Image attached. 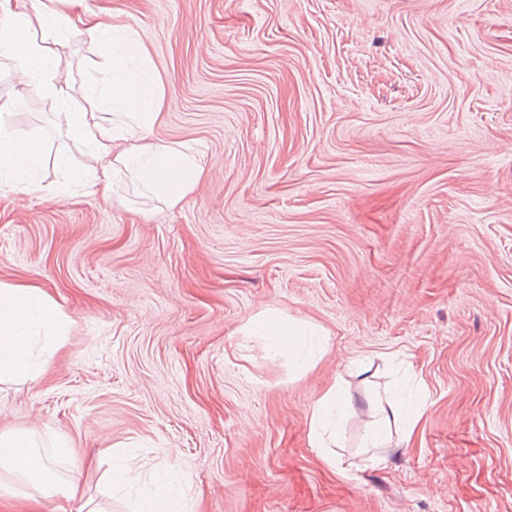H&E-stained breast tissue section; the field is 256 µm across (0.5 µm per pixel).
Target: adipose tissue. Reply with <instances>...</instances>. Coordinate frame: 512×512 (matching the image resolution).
Here are the masks:
<instances>
[{
	"label": "adipose tissue",
	"instance_id": "ef3b65f1",
	"mask_svg": "<svg viewBox=\"0 0 512 512\" xmlns=\"http://www.w3.org/2000/svg\"><path fill=\"white\" fill-rule=\"evenodd\" d=\"M84 0H0V55L17 60L31 85L57 103L71 137L99 162L90 194L109 198L115 173L133 168L141 186L167 206L192 193L203 176L199 159L176 146L149 140L165 101L160 78L143 68L148 54L142 36L121 23L103 22L83 9ZM88 37L104 57L111 84L104 100L110 124L93 120L75 107V87L64 79L73 62L64 52L71 40ZM46 165L38 135H21L0 119V186L17 193L39 189L36 174ZM64 322L54 299L36 285H0V380L36 379L40 363L33 353V332L56 330ZM251 326L275 349L295 353L305 343L303 328L274 311L256 316ZM35 448L29 432L0 433V499L17 498L18 484L29 483L41 494L75 497V485L59 478L35 479L29 459L11 455L17 445Z\"/></svg>",
	"mask_w": 512,
	"mask_h": 512
}]
</instances>
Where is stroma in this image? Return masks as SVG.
<instances>
[{"label":"stroma","mask_w":512,"mask_h":512,"mask_svg":"<svg viewBox=\"0 0 512 512\" xmlns=\"http://www.w3.org/2000/svg\"><path fill=\"white\" fill-rule=\"evenodd\" d=\"M147 42L154 139L203 179L178 205L48 189L94 173L54 100L0 61V117L41 133V190H0V284L67 327L34 381L0 383V433L33 432L103 512L157 481L194 512H512V0H86ZM69 78L99 99L88 40ZM276 309L299 357L250 334ZM339 385L335 442L309 436ZM388 397L421 418L362 442ZM135 476L112 491L113 452Z\"/></svg>","instance_id":"35a3bbf8"}]
</instances>
